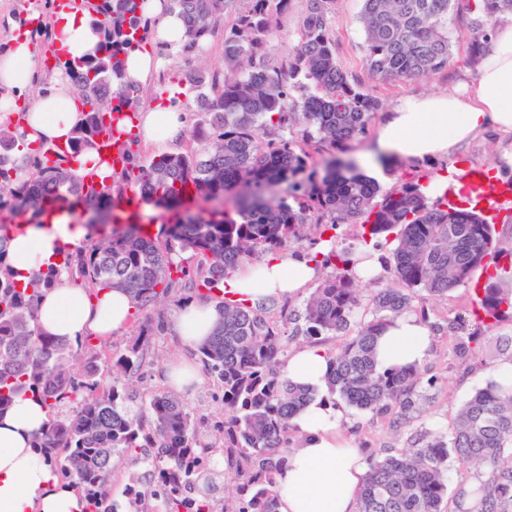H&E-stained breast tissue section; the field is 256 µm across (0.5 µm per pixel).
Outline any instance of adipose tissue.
<instances>
[{
	"instance_id": "adipose-tissue-1",
	"label": "adipose tissue",
	"mask_w": 512,
	"mask_h": 512,
	"mask_svg": "<svg viewBox=\"0 0 512 512\" xmlns=\"http://www.w3.org/2000/svg\"><path fill=\"white\" fill-rule=\"evenodd\" d=\"M144 13L154 22L152 40L177 48L184 26L168 10L166 0H145ZM101 17L76 0L66 10H53L46 24L61 60L74 63L96 53ZM41 61L27 37L13 38L0 55V124L25 110L26 144L53 145L72 140L83 121L64 71H56L33 106L21 93L41 74ZM178 86L164 98L137 107L136 133L144 144L168 151L188 124ZM512 137V22L495 24L489 48L481 56L474 81L460 91L400 99L376 129L381 153L396 161L447 158L485 130ZM88 237L82 221L26 225L8 245L13 271L26 274L58 264L62 245H81ZM320 273L308 253H273L256 266H243L225 278L223 288L253 306L258 302L301 296ZM134 312L131 296L118 288L90 292L70 283L48 290L39 306L41 332L75 343L92 335H120ZM220 315L214 304L189 302L174 317L182 343L197 347L215 329ZM431 346V332L415 314L396 318L376 347L380 368L422 363ZM281 371L290 381L317 390V397L292 420L299 445L276 477L278 512H357L366 473L359 448L341 433L342 413L322 396L329 362L323 348L289 351ZM47 419L42 404L20 397L0 417V512H83L84 502L65 488L30 441Z\"/></svg>"
}]
</instances>
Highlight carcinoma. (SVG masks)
<instances>
[{
	"mask_svg": "<svg viewBox=\"0 0 512 512\" xmlns=\"http://www.w3.org/2000/svg\"><path fill=\"white\" fill-rule=\"evenodd\" d=\"M291 2L168 0L184 22L182 54L200 53L224 16L232 17L224 26V67L204 65L186 75L193 91L188 108L204 124L188 131L192 145L183 150L146 159L131 151L128 166L112 170L111 184L97 194L85 191L65 164L97 149L105 114L141 101L144 88L124 80L125 57L151 38L139 0L94 4L104 17L103 38L97 55L76 70L72 88L86 111L67 153L50 161V146L22 148L24 112L15 123L0 124V212L28 213L35 225L44 208L56 205L79 216L112 217L135 187L171 215L153 235L141 224L100 229L65 253L61 268L34 271L23 282L8 262L11 225L0 224V416L20 396L44 405L47 420L33 447L81 494L84 512H112L116 455L161 462L147 481L131 474L147 512H182L189 486L197 495L195 512H277L276 475L295 445L290 421L315 397L280 372L291 341L342 337L338 349L327 351L329 394L359 411L396 408L404 417L415 406L419 369L378 370L373 346L381 331L413 311L416 292L445 297L470 284L477 270L512 257V244L497 238L493 225L448 205V195L430 202L413 180L383 194L356 160L320 171L288 138L301 127L318 149L341 150L381 108L370 85L350 83L338 64L336 0H302L292 53L280 62L268 58L264 44ZM463 10L475 14L474 58L489 44L495 22L512 16V0H362L368 79L409 81L448 68V18ZM226 196L235 199L231 210L224 208ZM343 224L359 225L365 245L382 236L394 243L383 273L369 279L373 317L355 327L360 296L353 247L338 246L333 234ZM325 235L331 247L317 261L324 273L300 308L273 320L264 303L216 302L220 322L197 350L224 406L219 417L194 416L174 390L144 394V368L166 359L149 349L147 324L110 357L87 337L74 344L37 326L38 300L61 283L63 269L72 281L126 291L141 311L171 294L206 299L239 266L305 243L311 248ZM481 291L490 328L512 309V280L501 270ZM214 451L227 457L238 495L218 496L224 477L201 460ZM450 458L488 473L459 490L460 512H512V385L488 381L463 404L451 432L430 431L408 448L371 458L358 512H442Z\"/></svg>",
	"mask_w": 512,
	"mask_h": 512,
	"instance_id": "carcinoma-1",
	"label": "carcinoma"
}]
</instances>
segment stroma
<instances>
[{"label": "stroma", "mask_w": 512, "mask_h": 512, "mask_svg": "<svg viewBox=\"0 0 512 512\" xmlns=\"http://www.w3.org/2000/svg\"><path fill=\"white\" fill-rule=\"evenodd\" d=\"M361 6L362 0H336L333 32L340 67L349 78L363 81L367 78L363 67L364 35L357 22ZM471 19L468 13L451 17L448 37L453 60L447 69L410 81L374 84L373 92L381 100L383 111H390L402 97L445 92L473 78L475 65L468 49ZM500 145L499 135L487 130L461 147L451 159L399 161L374 172L373 177L381 190L387 192L400 180L421 181L449 165L486 171L495 164ZM473 303V290L468 286L452 289L447 297L439 299L416 293L414 306L425 311L434 330L432 350L420 366L423 381L416 389L423 403L409 419H400L392 412L383 415L361 412L343 400H336L335 405L343 414L345 434L364 456L394 453L429 430L450 431L461 406L476 388L485 385L493 367L507 357L501 340L512 336V314L506 315L495 328L481 329L475 322ZM181 306L178 296H170L138 312L131 323L133 326L151 324L152 347L167 351L169 357L180 356L196 364L200 361L197 350L184 346L174 331V316Z\"/></svg>", "instance_id": "stroma-1"}]
</instances>
